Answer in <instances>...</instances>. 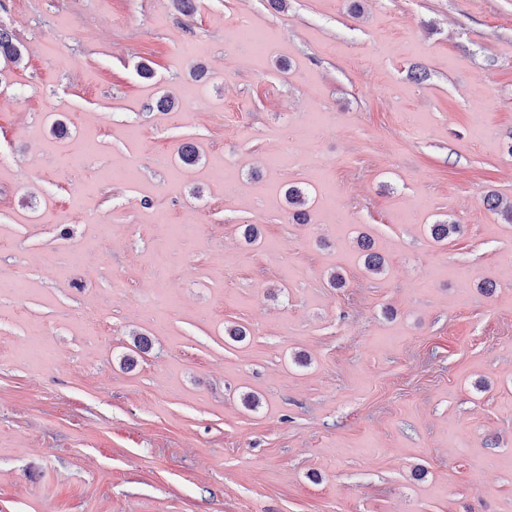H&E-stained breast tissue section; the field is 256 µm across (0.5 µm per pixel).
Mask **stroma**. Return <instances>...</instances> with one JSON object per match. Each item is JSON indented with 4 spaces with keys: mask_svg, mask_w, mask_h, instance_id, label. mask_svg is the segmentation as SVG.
Wrapping results in <instances>:
<instances>
[{
    "mask_svg": "<svg viewBox=\"0 0 512 512\" xmlns=\"http://www.w3.org/2000/svg\"><path fill=\"white\" fill-rule=\"evenodd\" d=\"M0 27V512H512V222L483 204L512 203V0H0Z\"/></svg>",
    "mask_w": 512,
    "mask_h": 512,
    "instance_id": "1",
    "label": "stroma"
}]
</instances>
